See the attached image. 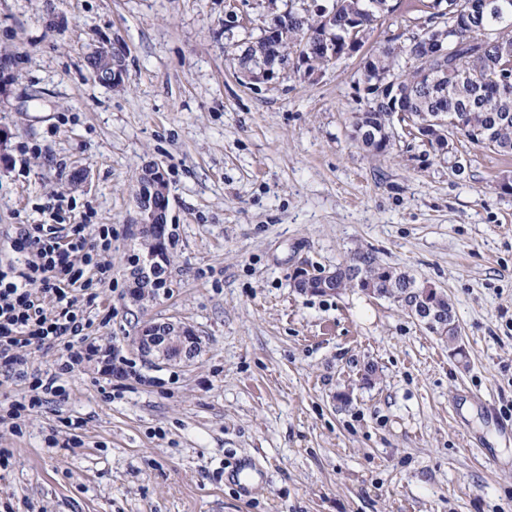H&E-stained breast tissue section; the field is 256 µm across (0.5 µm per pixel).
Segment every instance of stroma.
Wrapping results in <instances>:
<instances>
[{
  "instance_id": "stroma-1",
  "label": "stroma",
  "mask_w": 512,
  "mask_h": 512,
  "mask_svg": "<svg viewBox=\"0 0 512 512\" xmlns=\"http://www.w3.org/2000/svg\"><path fill=\"white\" fill-rule=\"evenodd\" d=\"M301 0H0V256L40 204L112 227L111 323L95 335L148 376L105 398L100 363L0 431L12 512H512V155L455 139L439 156L403 137L351 136L369 96L353 56L266 84L240 44ZM127 77L90 79L102 42ZM159 165L176 234L168 286L134 304L124 277L136 178ZM441 290L464 364L391 302L356 288L301 294L293 274L356 249ZM149 318L180 320L188 365L136 360ZM83 443L66 447L64 417ZM241 456L269 481L241 499Z\"/></svg>"
}]
</instances>
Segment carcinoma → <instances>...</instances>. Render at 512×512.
<instances>
[{"label":"carcinoma","mask_w":512,"mask_h":512,"mask_svg":"<svg viewBox=\"0 0 512 512\" xmlns=\"http://www.w3.org/2000/svg\"><path fill=\"white\" fill-rule=\"evenodd\" d=\"M388 0H332L329 13L332 20L309 11L288 9L287 16L264 30L260 40L283 52L296 47L303 52L322 40L339 41L343 27L353 19L360 24L374 27L383 16L382 5ZM471 0H451L457 8V39L460 46L448 56L449 64L459 70L458 80L448 81V86H429L417 83L419 69L402 76L404 83L413 87V95L407 100L410 112L432 115L450 121L458 119L462 126L451 125L448 134L461 136L477 145L493 149L504 155H512V94L506 98L498 96L504 74L498 69L499 55L504 49L512 51V0H495L500 8L483 16L469 15ZM496 31L494 40L475 54L471 42L478 39L481 29ZM411 40L397 35L380 45L367 56L373 69L383 72L395 71L402 58H411ZM389 112L383 107L377 112H361L356 121L362 122L365 132L361 144L375 154H383L394 142L383 133ZM164 238L160 229H149L142 245V252L162 249ZM352 264L365 266L367 276L374 281L383 297L387 298L401 288L416 286L414 277L379 264L373 253L356 251L350 259Z\"/></svg>","instance_id":"1"}]
</instances>
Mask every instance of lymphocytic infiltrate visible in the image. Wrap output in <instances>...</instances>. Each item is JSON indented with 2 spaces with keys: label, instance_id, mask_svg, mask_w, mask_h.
I'll return each mask as SVG.
<instances>
[{
  "label": "lymphocytic infiltrate",
  "instance_id": "lymphocytic-infiltrate-1",
  "mask_svg": "<svg viewBox=\"0 0 512 512\" xmlns=\"http://www.w3.org/2000/svg\"><path fill=\"white\" fill-rule=\"evenodd\" d=\"M40 211V223L15 227L10 248L20 261L0 262V378L25 384L20 398L0 402V429L15 436L66 396L76 366L98 353L94 326L112 320L98 308L101 289L112 285L111 225L65 223L55 202ZM54 347V368H34L33 353Z\"/></svg>",
  "mask_w": 512,
  "mask_h": 512
}]
</instances>
